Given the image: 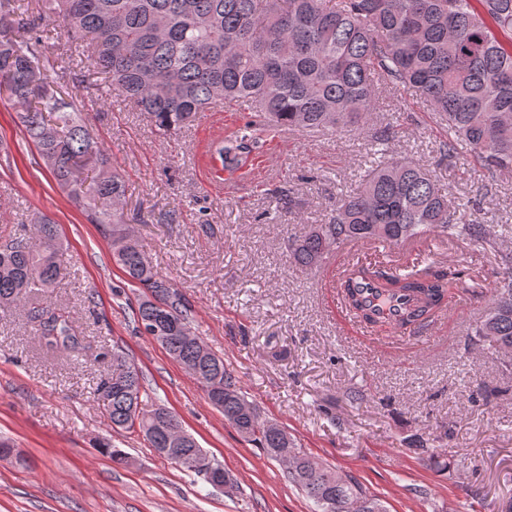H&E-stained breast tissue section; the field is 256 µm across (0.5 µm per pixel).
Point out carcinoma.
I'll return each mask as SVG.
<instances>
[{"label": "carcinoma", "mask_w": 512, "mask_h": 512, "mask_svg": "<svg viewBox=\"0 0 512 512\" xmlns=\"http://www.w3.org/2000/svg\"><path fill=\"white\" fill-rule=\"evenodd\" d=\"M63 28L71 65L147 114L161 135L173 136L201 112L230 101L252 102L264 121L247 122L212 144L211 156L229 173L260 150L264 134L279 129H362L375 109L379 86L425 103L447 123L441 150L477 153L490 172L512 169V0H48ZM19 0H0V87L21 108L28 139L58 184L87 208L113 260L143 289L137 322L154 327L179 363L195 367L206 387L216 380L214 407L248 442L285 465L289 482L316 512H386L355 479L342 477L297 447L288 430L267 426L246 399L224 359L201 354L190 340L193 316L180 293L159 277L131 236L120 208L125 185L83 125L75 101L58 96L57 81L40 65L42 13L19 25ZM397 134L387 125L371 135L375 152ZM470 240L494 254L502 276L487 312L471 327L464 349L479 347L512 358V243L482 224H458L438 181L421 165L400 158L371 160L357 192L336 202L335 215L297 240L301 267H314L334 245L385 240L398 245L429 234ZM57 225L42 215L29 238L0 245V308L56 287L62 272ZM364 275L391 294L409 293L418 305L399 325L431 317L466 276L464 269H432L398 276L365 265ZM351 307L375 321L351 283L341 284ZM30 334L48 352L81 349L69 315L50 306L34 310ZM142 377L122 352H112L94 391L112 429L141 434L158 448L169 428L181 427L164 408L142 407ZM191 463L218 465L198 443L180 446Z\"/></svg>", "instance_id": "obj_1"}]
</instances>
